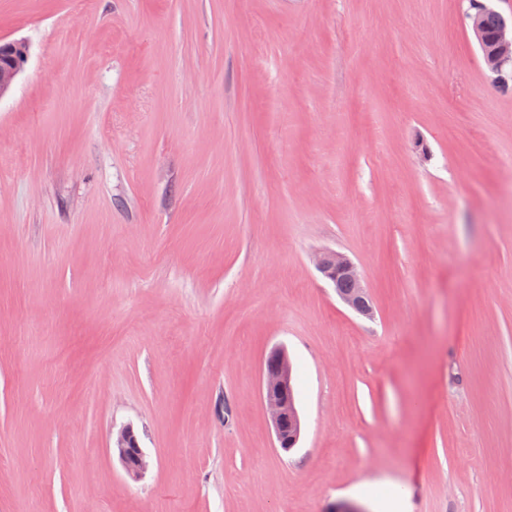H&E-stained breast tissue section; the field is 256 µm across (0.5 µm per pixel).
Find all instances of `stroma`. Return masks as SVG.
<instances>
[{
    "instance_id": "35a3bbf8",
    "label": "stroma",
    "mask_w": 512,
    "mask_h": 512,
    "mask_svg": "<svg viewBox=\"0 0 512 512\" xmlns=\"http://www.w3.org/2000/svg\"><path fill=\"white\" fill-rule=\"evenodd\" d=\"M466 8L0 0V512H512V89ZM29 55L25 41L14 40L0 43V98L11 88L22 72ZM313 263L318 272L333 286L336 296L349 310L357 315L370 318L373 316L372 309H367L361 304V295L364 304L367 307H373L369 296L362 284V277L358 266L346 254L338 251L325 250L318 252L313 257ZM344 282H349L351 288L348 289L361 291V294H354L341 288ZM279 361V368H262L261 397L270 417L275 436V448L290 451L297 447L301 436V418L291 389V365L285 349L272 355ZM288 417V432L282 423ZM112 453L118 456L134 479L142 477L149 468L148 457L131 426H123L117 431L112 440Z\"/></svg>"
}]
</instances>
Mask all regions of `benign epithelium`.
<instances>
[{
  "mask_svg": "<svg viewBox=\"0 0 512 512\" xmlns=\"http://www.w3.org/2000/svg\"><path fill=\"white\" fill-rule=\"evenodd\" d=\"M495 11L490 0H468V18L477 41L484 68L494 84L502 89L512 88V14H500L494 32L481 25V17ZM29 55V46L22 40L0 43V98L11 88L22 72ZM318 272L333 286L338 299L352 312L370 318L372 309L361 304L366 294L358 266L347 255L332 250L318 252L313 257ZM348 282L361 294L342 289ZM272 356L279 368H262L261 397L270 417L275 436V447L290 451L297 447L301 436V418L291 389V365L287 351L277 349ZM112 453L123 463L134 479L142 477L149 468V460L140 445L133 427L124 426L112 440Z\"/></svg>",
  "mask_w": 512,
  "mask_h": 512,
  "instance_id": "1",
  "label": "benign epithelium"
}]
</instances>
